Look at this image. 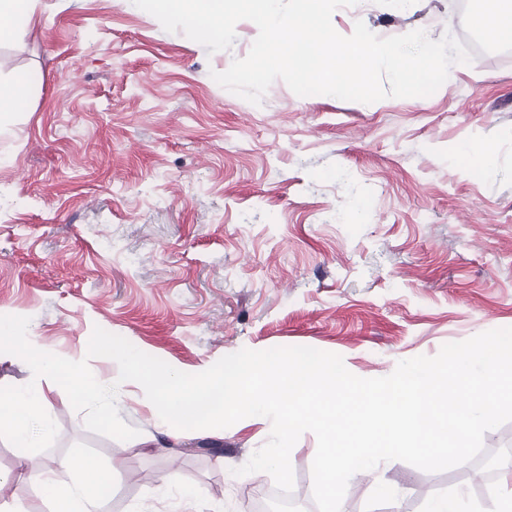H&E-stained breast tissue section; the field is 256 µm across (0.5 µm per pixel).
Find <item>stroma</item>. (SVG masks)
<instances>
[{
    "instance_id": "1",
    "label": "stroma",
    "mask_w": 512,
    "mask_h": 512,
    "mask_svg": "<svg viewBox=\"0 0 512 512\" xmlns=\"http://www.w3.org/2000/svg\"><path fill=\"white\" fill-rule=\"evenodd\" d=\"M32 7L22 37L0 40V81L30 82L0 124V321L18 344L0 352V390L35 378L28 344L118 380L114 360L86 356L97 326L191 374L243 348L308 346L362 378L512 327V55L487 46L428 97L366 105L277 80L255 105L212 77L249 53L252 21L212 54L133 0ZM359 20L380 37L473 30L454 0H358L332 16L343 36ZM472 142L492 146L490 169L461 153ZM50 399L55 434L32 459L94 456L113 471L109 512H241L255 484L274 488L232 474L268 440L267 418L173 440L143 388L120 382L133 447L90 432L59 385ZM506 432L484 437L494 473L388 461L348 486L346 510L425 512L461 491L496 512ZM170 467L196 500L159 499ZM24 471L0 437V512H49Z\"/></svg>"
}]
</instances>
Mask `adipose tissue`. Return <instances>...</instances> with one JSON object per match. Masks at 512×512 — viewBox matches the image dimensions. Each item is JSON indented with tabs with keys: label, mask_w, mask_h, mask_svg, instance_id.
I'll use <instances>...</instances> for the list:
<instances>
[{
	"label": "adipose tissue",
	"mask_w": 512,
	"mask_h": 512,
	"mask_svg": "<svg viewBox=\"0 0 512 512\" xmlns=\"http://www.w3.org/2000/svg\"><path fill=\"white\" fill-rule=\"evenodd\" d=\"M27 356L41 378L11 391L7 397H0V433H8L20 458L28 461L26 478L50 500L51 512H107L106 500L101 494L106 474L92 458L29 462L30 448L53 430L52 405L42 380L57 375L60 363L50 351L39 347L29 349ZM58 469L76 471L77 480L67 488H59L52 478Z\"/></svg>",
	"instance_id": "adipose-tissue-1"
}]
</instances>
